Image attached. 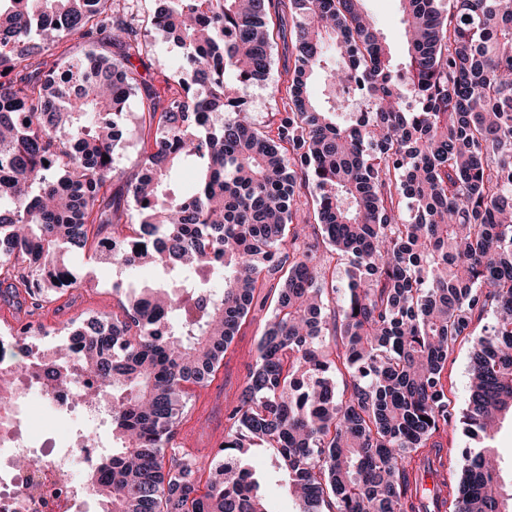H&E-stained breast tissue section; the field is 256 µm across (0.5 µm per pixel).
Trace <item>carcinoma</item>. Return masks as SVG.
<instances>
[{
    "label": "carcinoma",
    "mask_w": 512,
    "mask_h": 512,
    "mask_svg": "<svg viewBox=\"0 0 512 512\" xmlns=\"http://www.w3.org/2000/svg\"><path fill=\"white\" fill-rule=\"evenodd\" d=\"M107 2L0 0V299L52 304L91 237L101 262L157 272L46 368L110 395L88 488L110 512H268L261 458L298 512H431L422 479L443 468L448 512H508L491 441L512 413V0H400L396 65L363 0H290L273 135L227 82L269 70L266 0H156L139 18ZM148 30L182 50L176 69L154 57L160 88L135 65ZM316 75L368 111L312 100ZM137 96L153 141L116 188ZM256 309L268 319L203 485L175 444L186 387L208 386ZM485 318L459 413L443 371ZM74 356L96 385H75ZM12 384L0 366L4 423ZM456 422L479 446L447 467L436 437Z\"/></svg>",
    "instance_id": "obj_1"
}]
</instances>
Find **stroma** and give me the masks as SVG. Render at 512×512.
<instances>
[{
    "label": "stroma",
    "mask_w": 512,
    "mask_h": 512,
    "mask_svg": "<svg viewBox=\"0 0 512 512\" xmlns=\"http://www.w3.org/2000/svg\"><path fill=\"white\" fill-rule=\"evenodd\" d=\"M364 7L391 50L393 61H401L405 47V25L399 0H365ZM268 18L274 28L271 66L265 80L239 88L238 93L249 108L255 127L269 130L274 115L282 111L287 90L294 77L296 62L295 22L287 0H269ZM128 135L116 159L125 176L137 175L143 156L148 129L142 128L137 108H130L127 117ZM68 261L78 280L76 287L62 290L56 305L36 309L30 305L6 308L0 316V331L11 322L22 320L43 325L47 331L40 340L49 346L62 338L73 323L101 311L117 309L120 289L130 284L150 281V270L118 269L94 260L92 249L69 254ZM266 320L265 313H253L224 355V362L215 372L207 388H189L187 406L177 429V441L199 461L211 460L224 439L227 408L240 392L250 366L255 359L257 337ZM483 329L459 341L449 356L443 377L448 397L456 408H463L468 395L471 355Z\"/></svg>",
    "instance_id": "obj_1"
}]
</instances>
